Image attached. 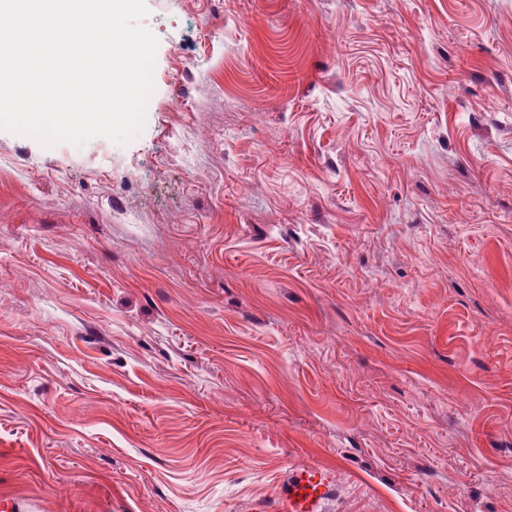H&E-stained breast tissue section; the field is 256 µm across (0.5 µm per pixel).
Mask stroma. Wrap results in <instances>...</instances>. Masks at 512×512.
I'll list each match as a JSON object with an SVG mask.
<instances>
[{
  "label": "stroma",
  "instance_id": "obj_1",
  "mask_svg": "<svg viewBox=\"0 0 512 512\" xmlns=\"http://www.w3.org/2000/svg\"><path fill=\"white\" fill-rule=\"evenodd\" d=\"M146 5L139 136L0 131V497L512 512V0ZM334 475L318 465L298 469L259 508L262 512H323L322 504L331 492Z\"/></svg>",
  "mask_w": 512,
  "mask_h": 512
}]
</instances>
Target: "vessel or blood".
Listing matches in <instances>:
<instances>
[{
    "mask_svg": "<svg viewBox=\"0 0 512 512\" xmlns=\"http://www.w3.org/2000/svg\"><path fill=\"white\" fill-rule=\"evenodd\" d=\"M334 483L332 472L317 465L298 469L261 506V512H323Z\"/></svg>",
    "mask_w": 512,
    "mask_h": 512,
    "instance_id": "b4317fda",
    "label": "vessel or blood"
}]
</instances>
